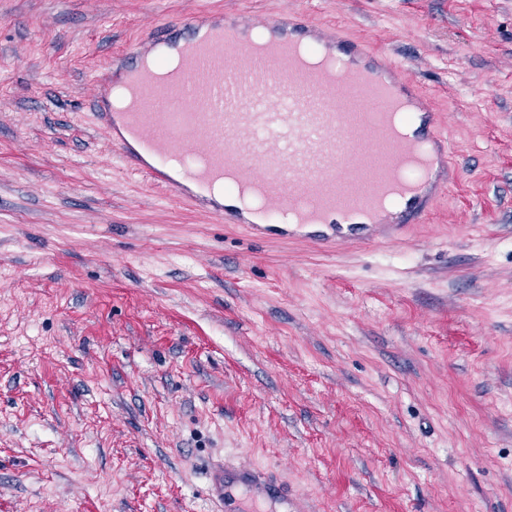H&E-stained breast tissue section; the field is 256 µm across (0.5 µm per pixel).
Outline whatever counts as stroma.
Masks as SVG:
<instances>
[{
	"label": "stroma",
	"instance_id": "1",
	"mask_svg": "<svg viewBox=\"0 0 512 512\" xmlns=\"http://www.w3.org/2000/svg\"><path fill=\"white\" fill-rule=\"evenodd\" d=\"M244 7L435 100L458 177L425 223L260 239L121 162L95 74ZM224 459L313 512H512V0H0V512H217Z\"/></svg>",
	"mask_w": 512,
	"mask_h": 512
}]
</instances>
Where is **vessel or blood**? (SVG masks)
Returning a JSON list of instances; mask_svg holds the SVG:
<instances>
[{
  "label": "vessel or blood",
  "mask_w": 512,
  "mask_h": 512,
  "mask_svg": "<svg viewBox=\"0 0 512 512\" xmlns=\"http://www.w3.org/2000/svg\"><path fill=\"white\" fill-rule=\"evenodd\" d=\"M117 82L127 108L99 118L127 166L175 201L260 236L287 237L293 223L324 248L369 243L384 228L421 223L447 190L439 174L451 167L448 138L432 99L389 55L304 13H193L127 51L98 82V99ZM168 86L178 101L155 111ZM335 90L357 111H334L326 95ZM386 142L383 169H366ZM360 177L369 196L337 192V182ZM208 491L221 512L269 503L309 512L263 467L219 464Z\"/></svg>",
  "instance_id": "1"
}]
</instances>
